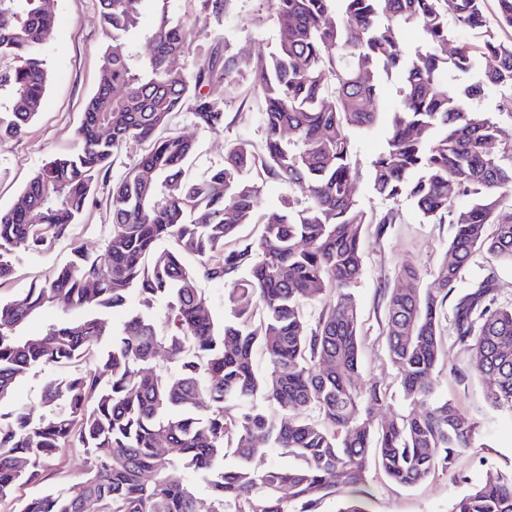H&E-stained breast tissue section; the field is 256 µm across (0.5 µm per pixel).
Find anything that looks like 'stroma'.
Here are the masks:
<instances>
[{"label": "stroma", "mask_w": 512, "mask_h": 512, "mask_svg": "<svg viewBox=\"0 0 512 512\" xmlns=\"http://www.w3.org/2000/svg\"><path fill=\"white\" fill-rule=\"evenodd\" d=\"M173 13L190 20L186 28L188 52L175 62L179 68L192 67L197 60L223 50L252 60L272 51L278 37L270 0H230L226 16L219 18L202 14L200 0H176ZM104 41L96 0H56L55 33L46 50L50 80L43 108L21 136L0 143V208L13 203L47 160L80 150L78 129L86 100L96 89L105 64ZM209 93L224 104L223 131L198 125L187 111L175 113L170 122L172 131L193 141L190 171L199 180L223 165L229 145L246 139L259 150L265 141L256 95L229 96L220 83L211 85ZM398 105L394 88H387L381 102L385 117L372 130L355 136L352 165L361 175L355 183V194L370 214L391 206L389 200L372 191L366 173L389 137L387 114ZM113 207L108 191L99 189L71 237L60 241L53 251L37 254L17 248L15 273L0 283V299H10L65 264L73 247L100 250L111 230ZM398 207L403 214L401 221L386 225L384 232H377L375 225H364L363 268L350 289L361 322L358 381L376 382L386 388L388 399L380 412L385 419L408 408L387 349L386 294L400 284L401 274L409 266L418 273L419 289L435 287L454 233L451 224L423 220L409 201L399 202ZM487 278L496 287L498 303L512 304V262L484 251L473 254L457 291L466 293ZM444 336L445 361L433 397L453 401L472 419L477 446L461 453L449 471L436 473L413 488L396 484L378 471H368L373 494L371 512H451L457 499L469 486L480 482L487 469L512 471V413L495 409L486 401L476 354L456 341L452 321H445Z\"/></svg>", "instance_id": "stroma-1"}]
</instances>
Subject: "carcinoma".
<instances>
[{
  "label": "carcinoma",
  "instance_id": "obj_1",
  "mask_svg": "<svg viewBox=\"0 0 512 512\" xmlns=\"http://www.w3.org/2000/svg\"><path fill=\"white\" fill-rule=\"evenodd\" d=\"M98 2L110 64L85 107L81 152L44 163L0 210V281L13 275L16 247L44 253L68 238L101 184L116 202L111 232L99 253L76 248L44 283L0 299V405L12 404L0 412V504H18L13 512H198L200 479L209 512H288V501L319 512L338 493V512H370V466L405 487L448 471L472 447L476 426L449 400L427 402L445 307L474 252L512 262V224L496 221L512 198V144L484 111L466 106L494 86L511 93L512 112V38L499 34L512 30V0H495L494 26L485 0H272L278 40L269 55H226L220 66L204 59L190 72L173 66L186 46L170 0ZM53 5L0 0V59L16 62L0 69V90L10 92L0 142L42 107ZM407 29L419 35L410 51L401 40ZM456 33L462 38L448 52ZM142 42L151 47L146 60ZM243 68L262 100L264 150L240 140L223 166L191 180L194 145L168 131L172 115L186 109L199 125L223 130L224 105L204 88L222 82L237 92ZM475 68L479 80L448 93V73ZM394 74L400 102L389 113L387 147L370 165L372 188L454 225V235L439 287L414 288L417 272L407 267V284L386 295L388 351L408 410L381 419L387 392L357 383L360 318L349 288L362 270L363 225L382 231L401 215L360 207L350 158L354 134L373 127ZM132 143L148 149L107 182L114 157ZM252 169L257 178L242 177ZM267 179L298 195L265 214L257 240L239 243ZM460 197L472 204L456 206ZM201 279L224 287L230 318L222 324ZM493 290L487 278L458 299L456 341L481 354L489 403L512 412V305L497 304ZM132 294L138 307L115 322L112 311ZM49 311L56 316L41 332L26 331ZM63 365L75 370L46 382L33 415L18 386L35 369ZM229 400L242 411H226ZM66 449L83 455L79 478L16 495L58 474ZM274 450L293 464L254 466ZM453 512H512V473L488 470Z\"/></svg>",
  "mask_w": 512,
  "mask_h": 512
}]
</instances>
